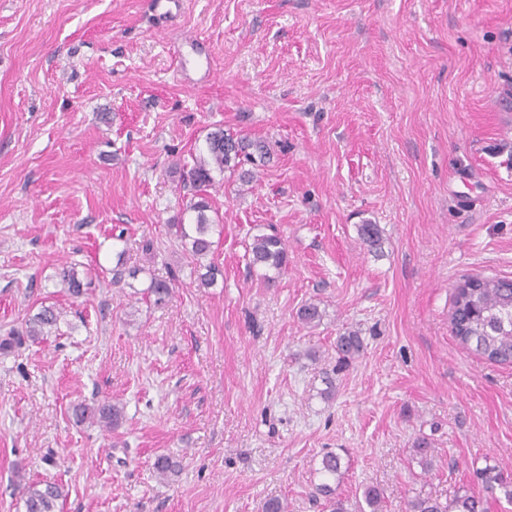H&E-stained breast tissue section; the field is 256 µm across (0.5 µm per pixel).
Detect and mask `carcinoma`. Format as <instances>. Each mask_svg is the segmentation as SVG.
I'll use <instances>...</instances> for the list:
<instances>
[{"mask_svg": "<svg viewBox=\"0 0 512 512\" xmlns=\"http://www.w3.org/2000/svg\"><path fill=\"white\" fill-rule=\"evenodd\" d=\"M269 156L266 143L261 139L234 134L221 127L209 131L204 146L192 156V164L186 173L187 180L194 190L185 212L190 219L180 218L169 225L172 234L197 261V282L203 288L215 284L220 270L212 263L205 264L212 251V226L218 220L210 217L211 205L207 190L216 182H224V173H239L244 181L250 172L242 171L246 164L255 165ZM358 235L362 243L370 248L379 245L381 229L377 224L358 225ZM250 265L275 272L264 274V280L271 284L275 277L288 268V252L283 239L275 234L258 233L252 237L248 249ZM63 284L74 297L83 294L84 283L73 266H66L59 272ZM172 294L171 283L167 280L151 278L143 292L146 299L155 305L165 303ZM303 324L321 320L319 305L306 303L297 313ZM61 312L52 305H43L38 312L25 321V335L34 342L41 343L51 335H59ZM451 331L460 345L474 351L482 358L498 364H512V279L468 277L460 281L454 289L453 307L450 314ZM363 349V340L356 331H348L336 337V352L347 361ZM72 414L83 422L92 419L107 429L117 428L123 419V407L108 399L89 406L85 403L72 405ZM414 452L420 456V463L433 466L432 448L427 438L415 442ZM153 473L162 480H168L179 473V464L168 455H159L152 464ZM340 457L327 453L321 460V472L328 477L340 474ZM474 479L486 491L503 495L512 502V474L496 466H485L473 470ZM318 491L329 497L330 512H348L344 500L335 496V489L322 483ZM25 512H60V501L64 500L62 486L56 483L32 481L23 486ZM365 506L359 512H382V492L369 486L363 491ZM409 512H486L485 501L473 492H464L451 502L443 503L435 498L417 496L408 503Z\"/></svg>", "mask_w": 512, "mask_h": 512, "instance_id": "cac0c4a2", "label": "carcinoma"}]
</instances>
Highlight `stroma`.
Instances as JSON below:
<instances>
[{
  "mask_svg": "<svg viewBox=\"0 0 512 512\" xmlns=\"http://www.w3.org/2000/svg\"><path fill=\"white\" fill-rule=\"evenodd\" d=\"M218 126L271 157L211 189L223 275L201 288L168 226ZM259 231L288 249L270 285L248 265ZM70 264L93 279L78 298ZM471 276L512 278V0H0V340L66 311L0 349V512H24L22 478L62 484V512H329V451L352 504L481 492L474 468L512 471V365L450 330ZM154 277L175 281L160 307ZM349 329L364 350L344 363ZM104 398L120 427L75 422ZM159 454L182 464L170 482ZM62 312L53 305H42L38 312L25 321V335L33 343H41L53 334L59 335Z\"/></svg>",
  "mask_w": 512,
  "mask_h": 512,
  "instance_id": "1",
  "label": "stroma"
}]
</instances>
